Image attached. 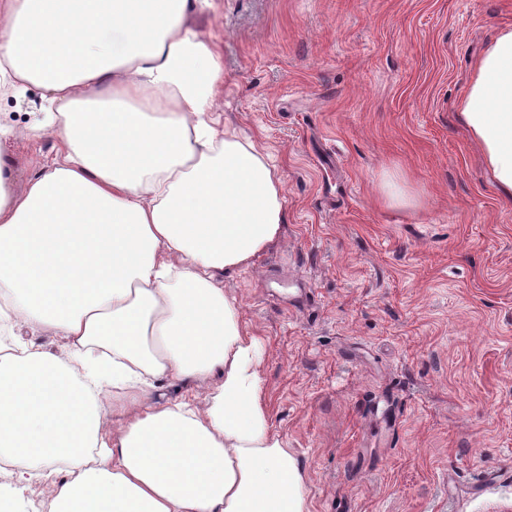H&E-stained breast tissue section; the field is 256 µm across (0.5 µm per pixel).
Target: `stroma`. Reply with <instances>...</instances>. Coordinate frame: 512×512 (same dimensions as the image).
Listing matches in <instances>:
<instances>
[{"label":"stroma","mask_w":512,"mask_h":512,"mask_svg":"<svg viewBox=\"0 0 512 512\" xmlns=\"http://www.w3.org/2000/svg\"><path fill=\"white\" fill-rule=\"evenodd\" d=\"M224 122L283 184L279 242L223 276L263 344L268 419L309 512H512V197L458 103L512 0H215ZM0 101L17 188L57 142ZM411 199L390 203L385 183ZM16 348L68 358L30 324ZM39 467L0 471L8 512H52Z\"/></svg>","instance_id":"stroma-1"}]
</instances>
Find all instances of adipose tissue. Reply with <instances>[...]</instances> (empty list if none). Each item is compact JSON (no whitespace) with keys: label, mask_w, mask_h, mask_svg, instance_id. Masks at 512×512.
I'll return each instance as SVG.
<instances>
[{"label":"adipose tissue","mask_w":512,"mask_h":512,"mask_svg":"<svg viewBox=\"0 0 512 512\" xmlns=\"http://www.w3.org/2000/svg\"><path fill=\"white\" fill-rule=\"evenodd\" d=\"M212 5L0 0V95L39 88L30 135L58 141L19 192L0 150V321L75 353L0 358V456L64 453L54 512H308L261 341L220 281L278 241L285 212L264 153L215 114L223 59L190 21ZM50 16L77 25L33 46ZM460 114L512 195L511 26Z\"/></svg>","instance_id":"obj_1"}]
</instances>
